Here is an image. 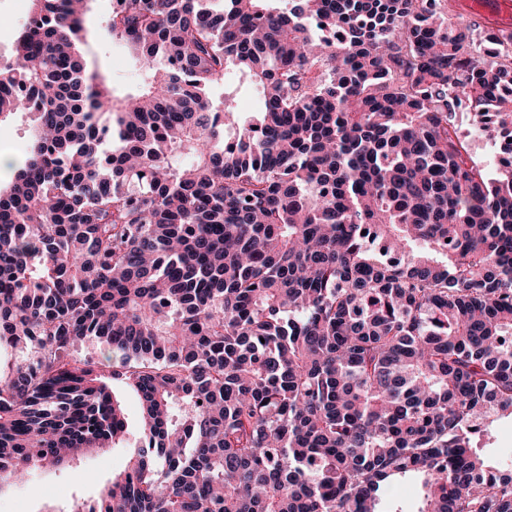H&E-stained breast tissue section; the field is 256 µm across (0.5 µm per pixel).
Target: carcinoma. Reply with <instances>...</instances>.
Listing matches in <instances>:
<instances>
[{
  "label": "carcinoma",
  "instance_id": "1",
  "mask_svg": "<svg viewBox=\"0 0 512 512\" xmlns=\"http://www.w3.org/2000/svg\"><path fill=\"white\" fill-rule=\"evenodd\" d=\"M84 2L31 0L0 62V122H32L0 188V484L122 442V383L126 470L53 512H383L407 477L418 512H512L473 445L512 417V161L488 177L454 124L512 140V32L451 0H122L100 38L148 75L119 97ZM230 69L251 117L211 97ZM469 1H472L470 3L473 4V10L479 11V9L481 8V4H482V2H480V1L455 0V2H453V3H455V5H456V8H455L456 14H457L456 17L458 15H461L465 19L478 21L484 27L490 26L493 28H496L497 22L510 21L511 22V31H512V10H511L510 14H508V13L498 14L496 17L484 19L480 15L474 13V11L471 12L466 9V8H469V6L466 5L467 2H469ZM224 87L236 90V101L239 112H247L244 113V115H249L250 112H257L259 110L262 103L261 95L254 87L242 84L233 70L226 74ZM115 393L128 414L130 435H128V440L124 443V446L134 447L140 424V401L137 394L126 387H117Z\"/></svg>",
  "mask_w": 512,
  "mask_h": 512
}]
</instances>
